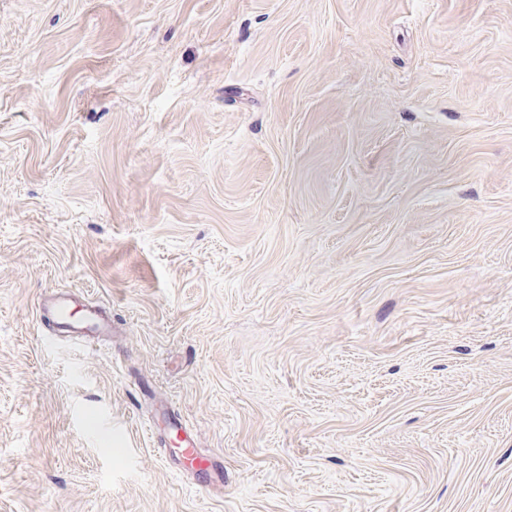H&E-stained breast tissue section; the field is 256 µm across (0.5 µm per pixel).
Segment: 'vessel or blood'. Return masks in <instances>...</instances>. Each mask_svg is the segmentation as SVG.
<instances>
[{"label":"vessel or blood","mask_w":512,"mask_h":512,"mask_svg":"<svg viewBox=\"0 0 512 512\" xmlns=\"http://www.w3.org/2000/svg\"><path fill=\"white\" fill-rule=\"evenodd\" d=\"M71 297L66 293H54L42 301L39 310L43 320L52 322L60 331L70 336H78L86 344L98 343L102 337L112 332L110 313L91 306L85 309L81 318H73ZM179 453L183 464L198 472L209 474L216 481H223L224 470L209 463L200 452L194 434H186L180 443Z\"/></svg>","instance_id":"b4317fda"}]
</instances>
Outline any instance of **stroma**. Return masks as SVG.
Here are the masks:
<instances>
[{
  "label": "stroma",
  "instance_id": "obj_1",
  "mask_svg": "<svg viewBox=\"0 0 512 512\" xmlns=\"http://www.w3.org/2000/svg\"><path fill=\"white\" fill-rule=\"evenodd\" d=\"M0 512H512V0H0ZM71 297L67 293H53L42 301L39 310L43 320L52 322L69 336H78L87 345L98 343L112 333V315L96 306L84 309L81 318H72ZM169 422L177 429V432L181 429L185 433V437L183 439H179L181 443L180 448H178L182 463L198 472L209 473L211 480H216L218 482L224 481V468L218 467L213 463L207 464L208 459L200 452L196 436L190 432L188 434L186 427L180 423L174 420H170Z\"/></svg>",
  "mask_w": 512,
  "mask_h": 512
}]
</instances>
